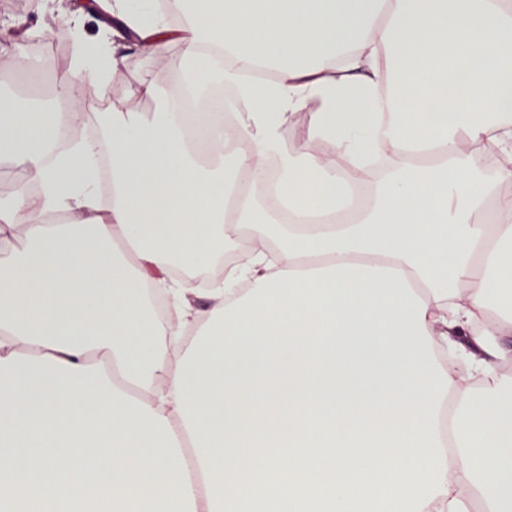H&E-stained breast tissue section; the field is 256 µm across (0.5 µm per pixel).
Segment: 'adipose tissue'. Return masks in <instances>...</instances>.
Returning <instances> with one entry per match:
<instances>
[{
  "mask_svg": "<svg viewBox=\"0 0 512 512\" xmlns=\"http://www.w3.org/2000/svg\"><path fill=\"white\" fill-rule=\"evenodd\" d=\"M169 4L187 23L151 0L124 15L143 55L179 45L199 84L206 44L273 72L241 87L208 157L159 81L141 89L154 112L114 103L101 138L68 144L85 86L120 64L78 21L66 111L0 99V159L25 172L0 241H26L0 258V512H512V0ZM379 145L396 165L355 223L282 229L283 207L334 210ZM245 228L192 308L172 266ZM146 286L171 294L164 321Z\"/></svg>",
  "mask_w": 512,
  "mask_h": 512,
  "instance_id": "adipose-tissue-1",
  "label": "adipose tissue"
}]
</instances>
